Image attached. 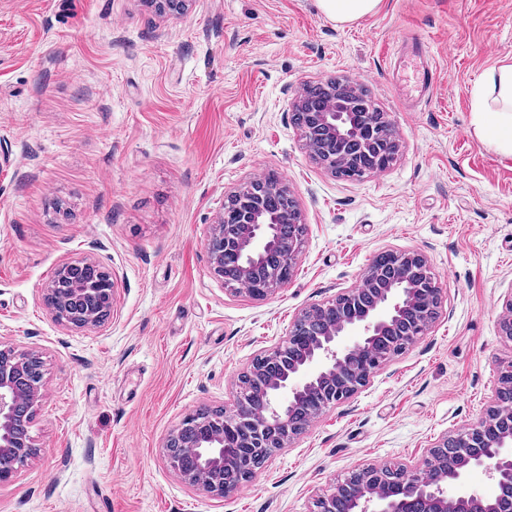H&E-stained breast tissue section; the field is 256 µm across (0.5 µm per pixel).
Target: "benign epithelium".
I'll return each mask as SVG.
<instances>
[{
  "mask_svg": "<svg viewBox=\"0 0 512 512\" xmlns=\"http://www.w3.org/2000/svg\"><path fill=\"white\" fill-rule=\"evenodd\" d=\"M348 101L336 100V89L319 112L308 107L300 93L291 103L295 124L312 157L334 168L326 145L338 143L342 169L350 174L385 171L395 161L399 144L386 128L381 112L353 111L358 88ZM288 190L258 177L231 192L205 246L214 276L233 282L236 291L263 298L292 280L299 250L289 240L291 225L302 223L298 208L277 212L269 200ZM429 266L416 251L404 260L370 264L361 283L340 290L322 304L302 309L286 337L262 351L238 385L254 387L261 404L246 403L227 410L205 407L188 415L166 438L163 447L169 466L190 487L214 499L235 495L251 481L253 459L285 448L317 413L299 409L315 394L333 407L353 397L383 367L378 345L391 336H411L406 313L417 317L418 335L436 322L442 289L434 278L419 279ZM64 294L48 286L44 302L58 321L76 329L103 324L112 314L115 283L112 273L95 260L66 264ZM500 336L512 342V288L499 318ZM500 382L478 422L439 439L428 449L427 465L403 469L396 462L355 469L352 512H408L420 502L424 512H512V357L499 364ZM43 390V368L33 350L0 348V485L11 482L34 457L30 435L34 404ZM482 473L496 488L492 495L470 483ZM345 487L336 484L321 494L314 512H335L334 496Z\"/></svg>",
  "mask_w": 512,
  "mask_h": 512,
  "instance_id": "obj_1",
  "label": "benign epithelium"
}]
</instances>
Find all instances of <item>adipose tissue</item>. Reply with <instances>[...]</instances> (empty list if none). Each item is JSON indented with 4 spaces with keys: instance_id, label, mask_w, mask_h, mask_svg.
I'll return each instance as SVG.
<instances>
[{
    "instance_id": "1",
    "label": "adipose tissue",
    "mask_w": 512,
    "mask_h": 512,
    "mask_svg": "<svg viewBox=\"0 0 512 512\" xmlns=\"http://www.w3.org/2000/svg\"><path fill=\"white\" fill-rule=\"evenodd\" d=\"M474 118L485 138L512 154V64L484 74L476 91Z\"/></svg>"
}]
</instances>
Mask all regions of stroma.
Listing matches in <instances>:
<instances>
[{
  "instance_id": "stroma-1",
  "label": "stroma",
  "mask_w": 512,
  "mask_h": 512,
  "mask_svg": "<svg viewBox=\"0 0 512 512\" xmlns=\"http://www.w3.org/2000/svg\"><path fill=\"white\" fill-rule=\"evenodd\" d=\"M423 38L431 92L407 99ZM512 63V0H381L338 26L317 0H0V343L37 351L38 455L0 512H311L349 471L413 464L486 413L512 291V156L473 122L485 71ZM365 89L400 150L336 177L292 119L302 86ZM275 174L306 226L295 275L265 298L227 290L204 238L228 194ZM414 250L442 289L432 329L314 419L232 497L181 481L163 442L231 408L239 375L305 307ZM115 281L111 319L73 329L42 294L63 264Z\"/></svg>"
}]
</instances>
